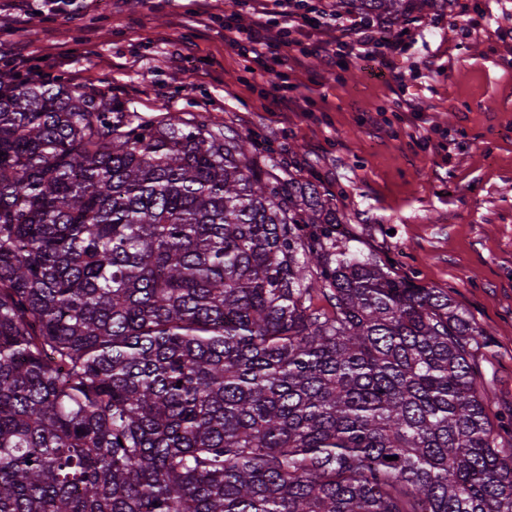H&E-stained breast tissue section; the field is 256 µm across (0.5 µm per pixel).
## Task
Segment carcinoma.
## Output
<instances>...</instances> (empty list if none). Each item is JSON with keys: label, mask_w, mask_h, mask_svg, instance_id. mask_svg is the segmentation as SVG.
<instances>
[{"label": "carcinoma", "mask_w": 512, "mask_h": 512, "mask_svg": "<svg viewBox=\"0 0 512 512\" xmlns=\"http://www.w3.org/2000/svg\"><path fill=\"white\" fill-rule=\"evenodd\" d=\"M248 145L0 75V512H512L487 332Z\"/></svg>", "instance_id": "cac0c4a2"}]
</instances>
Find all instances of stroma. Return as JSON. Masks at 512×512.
Listing matches in <instances>:
<instances>
[{
  "label": "stroma",
  "mask_w": 512,
  "mask_h": 512,
  "mask_svg": "<svg viewBox=\"0 0 512 512\" xmlns=\"http://www.w3.org/2000/svg\"><path fill=\"white\" fill-rule=\"evenodd\" d=\"M231 14L251 22L234 0H0V43L142 115L202 114L271 143L280 175L329 188L343 234L486 330L480 371L512 411V0H451L369 58L312 55L306 28L269 72L225 44Z\"/></svg>",
  "instance_id": "35a3bbf8"
}]
</instances>
